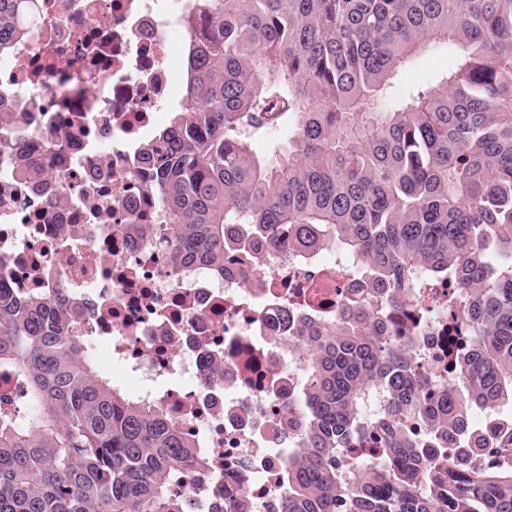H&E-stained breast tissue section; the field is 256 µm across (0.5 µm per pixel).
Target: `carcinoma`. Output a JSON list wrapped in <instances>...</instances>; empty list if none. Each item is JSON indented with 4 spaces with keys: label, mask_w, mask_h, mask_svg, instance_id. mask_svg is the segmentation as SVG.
<instances>
[{
    "label": "carcinoma",
    "mask_w": 512,
    "mask_h": 512,
    "mask_svg": "<svg viewBox=\"0 0 512 512\" xmlns=\"http://www.w3.org/2000/svg\"><path fill=\"white\" fill-rule=\"evenodd\" d=\"M29 2L0 0V48ZM191 21L185 94L137 160L176 255L222 269L285 240L363 262L336 323L294 342L281 512H512V456L487 463L500 438L473 423L512 408V0H191ZM439 43L448 69L399 89ZM12 167L38 176L27 147ZM445 283L471 339L439 388L396 317ZM74 322L0 283V372L31 409L0 410V512H188L172 487L208 470L196 438L114 386Z\"/></svg>",
    "instance_id": "1"
}]
</instances>
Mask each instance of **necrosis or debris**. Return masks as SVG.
<instances>
[{
  "instance_id": "1",
  "label": "necrosis or debris",
  "mask_w": 512,
  "mask_h": 512,
  "mask_svg": "<svg viewBox=\"0 0 512 512\" xmlns=\"http://www.w3.org/2000/svg\"><path fill=\"white\" fill-rule=\"evenodd\" d=\"M189 11V0H32L23 36L0 52V139L33 145L45 175L15 177L0 153V280L18 296L62 297L75 335L107 341L137 396L201 438L210 469L177 496L206 512L241 498L280 512L271 429L287 424L296 383L281 317L335 315L356 271L284 245L258 267L247 255L220 271L173 260L135 146L171 106ZM436 294L413 331L430 370L449 345L447 286Z\"/></svg>"
}]
</instances>
